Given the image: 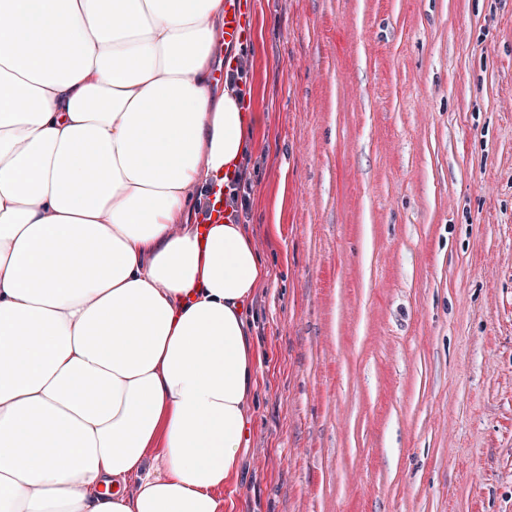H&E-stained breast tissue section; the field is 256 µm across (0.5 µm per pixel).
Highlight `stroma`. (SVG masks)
<instances>
[{
	"label": "stroma",
	"instance_id": "1",
	"mask_svg": "<svg viewBox=\"0 0 512 512\" xmlns=\"http://www.w3.org/2000/svg\"><path fill=\"white\" fill-rule=\"evenodd\" d=\"M267 265L224 512H512V0H245Z\"/></svg>",
	"mask_w": 512,
	"mask_h": 512
}]
</instances>
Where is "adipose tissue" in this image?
Returning a JSON list of instances; mask_svg holds the SVG:
<instances>
[{
  "label": "adipose tissue",
  "instance_id": "1",
  "mask_svg": "<svg viewBox=\"0 0 512 512\" xmlns=\"http://www.w3.org/2000/svg\"><path fill=\"white\" fill-rule=\"evenodd\" d=\"M224 0H0V512H223L267 268L199 227L257 123Z\"/></svg>",
  "mask_w": 512,
  "mask_h": 512
}]
</instances>
